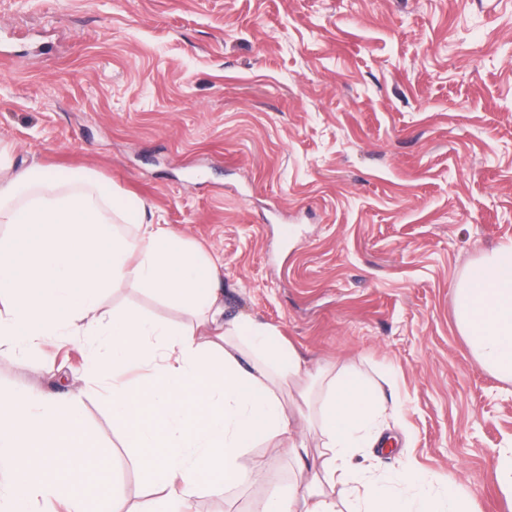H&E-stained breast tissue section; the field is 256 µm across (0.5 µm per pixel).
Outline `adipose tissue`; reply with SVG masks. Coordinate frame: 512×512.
I'll list each match as a JSON object with an SVG mask.
<instances>
[{"label": "adipose tissue", "mask_w": 512, "mask_h": 512, "mask_svg": "<svg viewBox=\"0 0 512 512\" xmlns=\"http://www.w3.org/2000/svg\"><path fill=\"white\" fill-rule=\"evenodd\" d=\"M0 347L36 352L55 336H101L111 355L90 351L84 376L112 384V420L134 465L159 497L139 512H183L195 498L248 481L242 458L270 443L299 457L281 398L302 381L316 399L323 451L288 488L272 489L258 512H337L328 491L341 487L348 512H472L450 484L405 465L382 471L359 460L380 445L387 402L362 374L323 368L284 344L277 328L251 317L225 320L219 266L191 249L145 202L82 176L62 182L48 170L17 166L0 143ZM132 224L134 236L122 228ZM117 280L205 318L215 339L195 329L116 314L104 328L100 294ZM457 328L477 360L512 381V240L482 254L452 287ZM142 368L134 381L125 371ZM0 512H121L112 464L84 432L77 403L31 390L0 392Z\"/></svg>", "instance_id": "1"}]
</instances>
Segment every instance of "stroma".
Returning <instances> with one entry per match:
<instances>
[{"instance_id": "35a3bbf8", "label": "stroma", "mask_w": 512, "mask_h": 512, "mask_svg": "<svg viewBox=\"0 0 512 512\" xmlns=\"http://www.w3.org/2000/svg\"><path fill=\"white\" fill-rule=\"evenodd\" d=\"M0 141L138 195L219 260L224 314L353 368L397 408L381 469L512 512V382L475 358L452 286L512 239V0H0ZM196 316L127 282L96 315ZM85 336L0 350V390L70 392L127 504L148 490L83 377ZM252 484L189 512H251Z\"/></svg>"}]
</instances>
